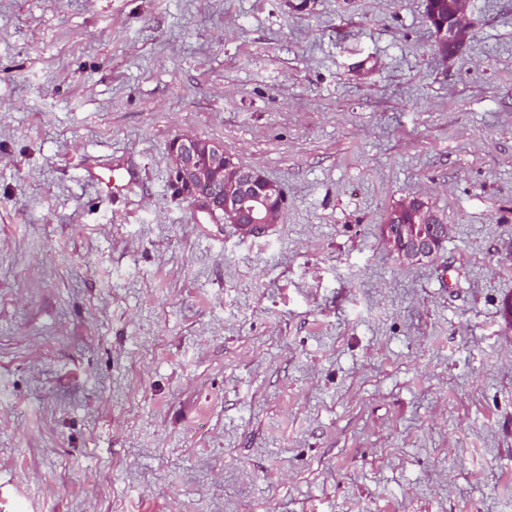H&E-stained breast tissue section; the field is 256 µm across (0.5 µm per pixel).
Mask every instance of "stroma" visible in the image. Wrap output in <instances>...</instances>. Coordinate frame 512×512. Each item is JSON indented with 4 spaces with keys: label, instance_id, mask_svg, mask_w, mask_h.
Returning a JSON list of instances; mask_svg holds the SVG:
<instances>
[{
    "label": "stroma",
    "instance_id": "35a3bbf8",
    "mask_svg": "<svg viewBox=\"0 0 512 512\" xmlns=\"http://www.w3.org/2000/svg\"><path fill=\"white\" fill-rule=\"evenodd\" d=\"M467 23L0 0V512H512V0ZM180 134L279 223L178 196ZM405 197L450 227L415 262ZM439 14L446 20L442 22L438 14H432L428 20L434 28L436 45L439 47L438 51L448 49L450 45L455 51L460 47L461 35L458 30L463 31L465 27L464 14L467 6V0H454L448 4V0H431ZM448 15V21H447ZM451 23V24H450ZM442 52V51H441ZM449 52H447L448 54ZM442 54L447 57L446 53ZM168 151L180 193L209 214L220 215L248 235L279 222L286 204L282 186L244 167L222 144L179 135ZM409 210L413 214V224L392 223L394 211ZM384 242L407 261H419L431 257L442 246L449 233L448 224L417 199L404 198L388 212L381 224Z\"/></svg>",
    "mask_w": 512,
    "mask_h": 512
}]
</instances>
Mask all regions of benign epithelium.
I'll return each mask as SVG.
<instances>
[{
    "label": "benign epithelium",
    "mask_w": 512,
    "mask_h": 512,
    "mask_svg": "<svg viewBox=\"0 0 512 512\" xmlns=\"http://www.w3.org/2000/svg\"><path fill=\"white\" fill-rule=\"evenodd\" d=\"M467 0L448 4V21L429 16L436 45L458 49L464 30ZM169 157L178 176L180 193L218 214L248 235L263 232L279 222L286 197L282 186L261 171L243 166L224 152L220 143L179 135L169 143ZM449 226L417 199L404 198L391 208L381 235L384 242L407 261L435 254L447 239Z\"/></svg>",
    "instance_id": "obj_1"
}]
</instances>
